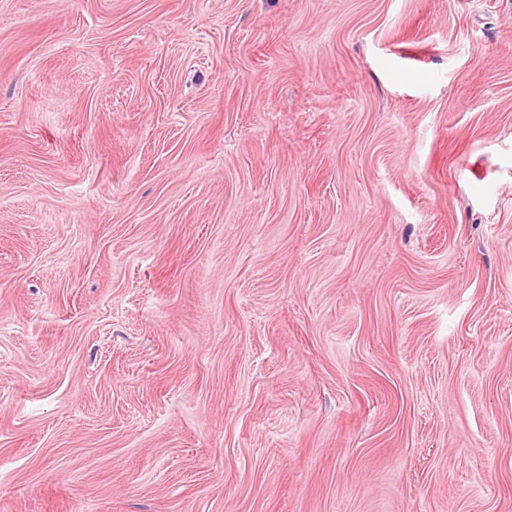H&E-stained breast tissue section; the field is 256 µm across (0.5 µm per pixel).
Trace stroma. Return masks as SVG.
<instances>
[{"label": "stroma", "mask_w": 512, "mask_h": 512, "mask_svg": "<svg viewBox=\"0 0 512 512\" xmlns=\"http://www.w3.org/2000/svg\"><path fill=\"white\" fill-rule=\"evenodd\" d=\"M0 512H512V0H0Z\"/></svg>", "instance_id": "1"}]
</instances>
